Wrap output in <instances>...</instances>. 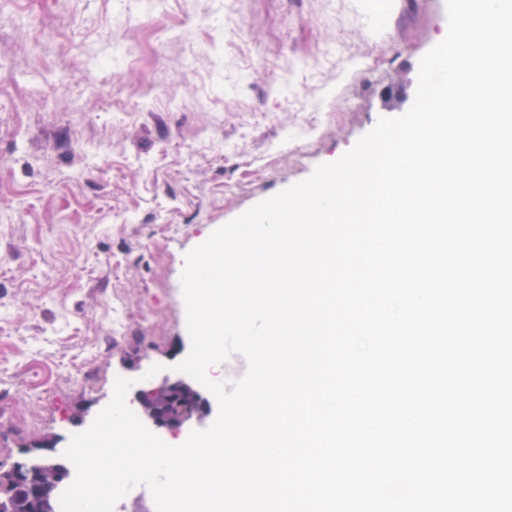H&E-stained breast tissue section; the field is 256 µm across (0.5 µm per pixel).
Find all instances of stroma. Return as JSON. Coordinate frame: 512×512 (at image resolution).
Instances as JSON below:
<instances>
[{
	"label": "stroma",
	"mask_w": 512,
	"mask_h": 512,
	"mask_svg": "<svg viewBox=\"0 0 512 512\" xmlns=\"http://www.w3.org/2000/svg\"><path fill=\"white\" fill-rule=\"evenodd\" d=\"M369 5L0 8V463L85 431L113 377L167 374L187 253L411 107L446 0H393L378 40Z\"/></svg>",
	"instance_id": "stroma-1"
}]
</instances>
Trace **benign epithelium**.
<instances>
[{
  "label": "benign epithelium",
  "instance_id": "benign-epithelium-1",
  "mask_svg": "<svg viewBox=\"0 0 512 512\" xmlns=\"http://www.w3.org/2000/svg\"><path fill=\"white\" fill-rule=\"evenodd\" d=\"M133 400L140 405L147 422L173 432L212 411L210 400L179 376H167L159 383L139 387ZM19 480L33 500L34 512H54V487L61 482L55 471L31 462L19 471Z\"/></svg>",
  "mask_w": 512,
  "mask_h": 512
}]
</instances>
